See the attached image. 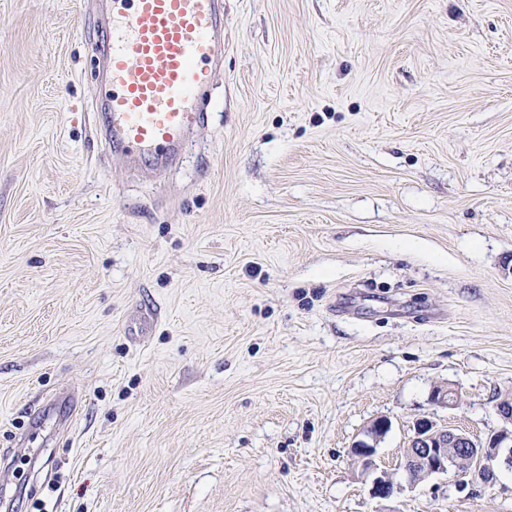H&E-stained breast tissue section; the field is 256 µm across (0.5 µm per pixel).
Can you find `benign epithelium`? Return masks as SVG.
I'll return each mask as SVG.
<instances>
[{
	"label": "benign epithelium",
	"mask_w": 512,
	"mask_h": 512,
	"mask_svg": "<svg viewBox=\"0 0 512 512\" xmlns=\"http://www.w3.org/2000/svg\"><path fill=\"white\" fill-rule=\"evenodd\" d=\"M460 396L450 386H438L433 390L431 401L448 408L458 405ZM387 419L375 420L350 448V456L361 467L365 475L377 470V445L389 430ZM512 445V431H502L488 440L476 441L466 431L457 427H440L431 420L416 421L414 434L404 456V473L407 481L415 485L434 476L453 472L458 486L463 487L471 480L461 469V463L477 460L484 467L481 480L487 483L494 477L498 463L512 462L511 457L501 458V450ZM393 493V483L387 475L373 479L370 495L386 499Z\"/></svg>",
	"instance_id": "benign-epithelium-1"
}]
</instances>
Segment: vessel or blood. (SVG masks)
I'll use <instances>...</instances> for the list:
<instances>
[{
  "mask_svg": "<svg viewBox=\"0 0 512 512\" xmlns=\"http://www.w3.org/2000/svg\"><path fill=\"white\" fill-rule=\"evenodd\" d=\"M98 53L102 131L116 161L164 172L208 121L201 104L224 61V0H112ZM78 404L75 389L60 390L39 418L68 426Z\"/></svg>",
  "mask_w": 512,
  "mask_h": 512,
  "instance_id": "b4317fda",
  "label": "vessel or blood"
}]
</instances>
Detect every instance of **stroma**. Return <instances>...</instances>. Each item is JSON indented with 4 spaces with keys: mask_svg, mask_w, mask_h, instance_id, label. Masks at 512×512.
Listing matches in <instances>:
<instances>
[{
    "mask_svg": "<svg viewBox=\"0 0 512 512\" xmlns=\"http://www.w3.org/2000/svg\"><path fill=\"white\" fill-rule=\"evenodd\" d=\"M106 9L0 0L18 512H512L510 468L400 466L419 417L512 425V0H224L209 123L159 175L100 134ZM69 386L75 426L32 430ZM381 417L387 499L348 454Z\"/></svg>",
    "mask_w": 512,
    "mask_h": 512,
    "instance_id": "obj_1",
    "label": "stroma"
}]
</instances>
